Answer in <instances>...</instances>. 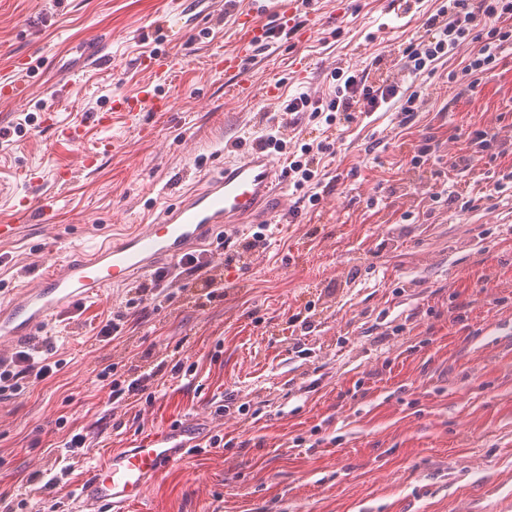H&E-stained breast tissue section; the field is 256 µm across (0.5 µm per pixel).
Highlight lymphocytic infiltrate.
<instances>
[{
	"instance_id": "f902f5d3",
	"label": "lymphocytic infiltrate",
	"mask_w": 512,
	"mask_h": 512,
	"mask_svg": "<svg viewBox=\"0 0 512 512\" xmlns=\"http://www.w3.org/2000/svg\"><path fill=\"white\" fill-rule=\"evenodd\" d=\"M452 8H440L428 16L422 27L424 33L418 43L404 49L397 61L401 80L369 82L366 76L340 68L330 76L333 89L319 98L303 93L288 100L283 112L287 115H304L308 122L329 127L348 125L357 116L368 115L387 107L397 112L418 111L421 105L417 91L405 89L403 80L409 76L433 72L436 64L448 58L466 41L478 42L479 48L462 68V83L472 90L493 77L496 67L512 53V0H452ZM262 150L272 149L284 154L287 174L296 191L301 192L309 207L321 201V188L326 187L330 176L323 165L329 143L319 141L302 144L289 150L280 128H271L256 143ZM210 262L203 255L186 253L171 267H160L151 277L135 288L136 295L128 299L124 309L113 314L100 327L97 340L112 341L123 332L125 323L135 309L154 303L158 297L174 299V290L183 278L196 277L206 290L207 297H214L215 277L206 275ZM50 363L34 351H18L8 358H0V399L23 395L35 382L50 377ZM156 372H143L127 378L113 375L112 366H105L98 373V380L107 382L112 403L119 404L135 396L153 402L159 390Z\"/></svg>"
}]
</instances>
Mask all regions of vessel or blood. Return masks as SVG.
<instances>
[{"mask_svg": "<svg viewBox=\"0 0 512 512\" xmlns=\"http://www.w3.org/2000/svg\"><path fill=\"white\" fill-rule=\"evenodd\" d=\"M261 23L257 13H249L239 22L234 48L213 57L211 67L227 74L239 73L244 59L252 56L260 41ZM143 66L155 84L169 81L171 61L163 55L143 59ZM32 91L27 79L0 83V100L26 104ZM164 101L150 88L137 94L114 98L112 113H94L97 126L107 127L113 112L124 115L127 124L136 125L145 110H162ZM43 121L58 140L81 143L85 127L80 123L59 122L47 112ZM279 170L272 157L261 152L249 154L210 180L198 193L178 205L167 208L145 231L103 246L81 260L52 269L34 289L22 293L15 302L0 308V333L7 337L33 334L44 316L68 301L92 296L112 285L129 280L132 273L147 270L158 258L179 257L204 234L234 218L249 215L258 207L263 192L274 187ZM197 442L189 425L165 427L139 440L132 448L112 450L78 485L76 497L90 512L106 505L123 512L126 506L143 499L150 482Z\"/></svg>", "mask_w": 512, "mask_h": 512, "instance_id": "vessel-or-blood-1", "label": "vessel or blood"}]
</instances>
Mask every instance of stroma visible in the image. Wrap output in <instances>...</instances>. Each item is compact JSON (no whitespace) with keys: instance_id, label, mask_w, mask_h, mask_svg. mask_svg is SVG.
Here are the masks:
<instances>
[{"instance_id":"35a3bbf8","label":"stroma","mask_w":512,"mask_h":512,"mask_svg":"<svg viewBox=\"0 0 512 512\" xmlns=\"http://www.w3.org/2000/svg\"><path fill=\"white\" fill-rule=\"evenodd\" d=\"M0 0V79L27 60L31 101L0 102V224L13 223L18 195L32 199L17 236L0 242V305L35 288L46 268L141 231L179 197L205 187L219 167L254 150L281 103L325 92L328 70L395 76L399 51L421 35L424 14L451 0H318L302 33L266 38L239 74L209 65L232 49L253 0ZM99 31L109 61L80 63L74 47ZM478 49L462 45L434 74L413 78L425 99L409 119L378 111L335 130L334 180L318 209H296L281 176L240 237L269 224L247 268L225 265L216 238L199 243L224 275V295L187 287L105 344L94 326L130 298L115 285L51 313L31 336L0 337V356L32 344L61 367L26 394L0 400V503L11 512H87L75 497L86 471L110 450L149 432L192 424L199 440L224 438L169 466L126 512H512V55L474 91L452 76ZM176 66L159 92L166 112L140 127L93 109L136 92L142 56ZM72 90L57 99L53 79ZM254 89L239 98V79ZM57 112L85 122L71 146L42 127ZM497 140L456 186L454 203L431 164L411 157L434 137L443 164L470 153L469 132ZM115 150L90 169L80 157L100 138ZM70 169L59 183L54 173ZM42 180L30 184L29 171ZM377 206H370V198ZM51 215H44V208ZM308 313L290 332L287 317ZM132 373L160 368L152 404H112L96 378L107 364ZM227 412H219V405ZM87 437L73 471L43 488L72 434Z\"/></svg>"}]
</instances>
